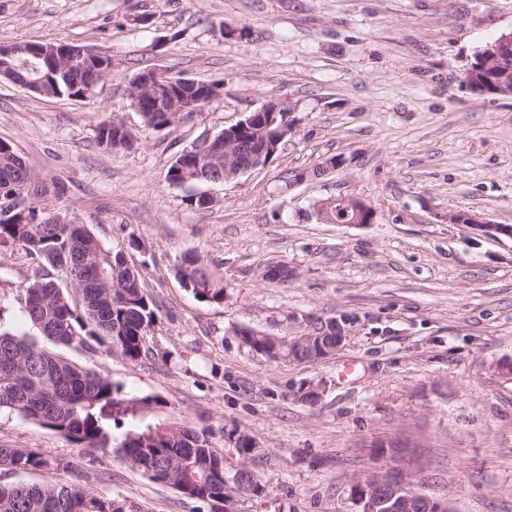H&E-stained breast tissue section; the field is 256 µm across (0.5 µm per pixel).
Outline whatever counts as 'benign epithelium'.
Masks as SVG:
<instances>
[{"label": "benign epithelium", "instance_id": "obj_1", "mask_svg": "<svg viewBox=\"0 0 512 512\" xmlns=\"http://www.w3.org/2000/svg\"><path fill=\"white\" fill-rule=\"evenodd\" d=\"M57 57L68 63L78 62L90 71V76L96 79L102 75L98 58L103 53L88 47L74 46L62 43L54 48ZM143 87L151 92L147 96L149 106L157 112H177L183 119L187 118L186 112H196L210 105L215 97L205 98L197 95L193 98L175 97L168 88L160 87L159 75H141L135 83L128 86L127 98L133 101V108L139 109L138 98L133 94V89ZM288 107L282 103L270 102L262 108L250 113L249 116L239 121L235 129H244L250 125L263 123L266 117L274 116L277 112H285ZM277 146L267 142L264 147L255 153L251 159H245V153L237 151L235 154L224 158V168L234 169L240 174L248 173L254 168L256 161L262 159L266 152H275ZM448 221L453 224H479L489 235L509 234L512 229L497 224H490L474 216L464 213L448 216ZM421 476L416 471H409L400 466H389L376 470L359 473L352 479L351 492L360 506L359 512H379L385 507L389 512H404L411 504L426 507L433 512H454V508L447 499L425 493L418 489Z\"/></svg>", "mask_w": 512, "mask_h": 512}]
</instances>
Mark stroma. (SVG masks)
Instances as JSON below:
<instances>
[{"instance_id":"1","label":"stroma","mask_w":512,"mask_h":512,"mask_svg":"<svg viewBox=\"0 0 512 512\" xmlns=\"http://www.w3.org/2000/svg\"><path fill=\"white\" fill-rule=\"evenodd\" d=\"M509 32L512 0H0V45L62 40L112 59L86 100L0 79V137L60 183L71 220L126 249L157 309L138 362L95 342L62 351L120 386L107 409L115 437L158 422L247 432L265 491L235 512H358L352 477L389 463L374 444L411 439L419 449L401 464L422 469L421 490L455 512H512V378L501 371L512 364V235L448 220L465 212L512 226V98L461 82ZM145 69L223 80L224 96L175 129H149L126 99ZM273 100L291 107L292 130L269 164L233 183L168 186L184 148ZM113 114L133 149L96 145V123ZM329 158L335 169L312 176ZM303 170L308 179L289 184ZM202 192L211 208L187 204ZM339 195L365 201L373 222L318 220V202ZM188 251L223 274V306L175 277ZM277 262L296 278L265 281ZM35 268L0 247L1 329L31 333L17 294ZM329 318L345 340L314 363L253 356L236 334L290 338ZM309 381L324 388L312 403L299 396ZM147 395L156 405L135 406ZM0 446L72 465L2 468L5 485L52 479L141 512H208L115 454L6 410Z\"/></svg>"}]
</instances>
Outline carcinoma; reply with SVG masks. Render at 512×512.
Segmentation results:
<instances>
[{"label": "carcinoma", "mask_w": 512, "mask_h": 512, "mask_svg": "<svg viewBox=\"0 0 512 512\" xmlns=\"http://www.w3.org/2000/svg\"><path fill=\"white\" fill-rule=\"evenodd\" d=\"M36 45L44 49L52 43L12 44L9 57L4 56V47L0 46L5 73L14 67L41 82L47 98L93 96L95 88L89 86L84 71L74 66L55 75L53 67L29 54ZM491 49L493 46L489 45L475 55L464 71L462 83L478 94L512 97V57L494 61ZM140 116L145 127L156 131L178 124L174 112H142ZM265 137L260 126H251L233 136L222 132L215 135L210 154L213 172L224 173L226 147L253 150ZM94 139L99 148L112 154L131 149L135 141L134 134L113 116L96 124ZM196 167L192 148L182 150L168 167V185L178 188L206 183L195 177ZM26 181L44 183L31 172L15 146L0 139V208L8 203L17 183ZM43 209L35 200L26 211H16L6 219L0 217V245L18 247L38 262L37 271L20 294L22 311L37 335L0 331V409H9L81 448L111 450L151 480L207 503L210 512H225L226 490L239 499L261 494L262 482L240 484L237 473L226 471L224 453L217 449L213 432L207 428L196 430L159 423L129 430L115 441L112 425L103 419L102 410L114 402L120 388L112 380L47 348L45 343L78 348L93 340L108 344L112 351L135 363L148 349L155 307L138 269L123 251L105 246L85 224L44 223ZM321 209L332 224H350L356 218L343 196L325 200ZM175 274L199 301L224 304V277L198 253H185ZM335 326L336 321L331 320L316 328L322 340L312 349L298 345L296 336L288 340L246 326L238 329L237 336L241 345L256 356L275 352L285 361L291 358L304 363L335 352ZM224 441L235 448L240 460L253 461L260 456L252 437L242 430L224 434ZM0 466L14 473H27L57 470L67 464L43 452L0 447ZM0 512L140 509L126 499L95 496L77 485L47 481L0 485Z\"/></svg>", "instance_id": "carcinoma-1"}]
</instances>
